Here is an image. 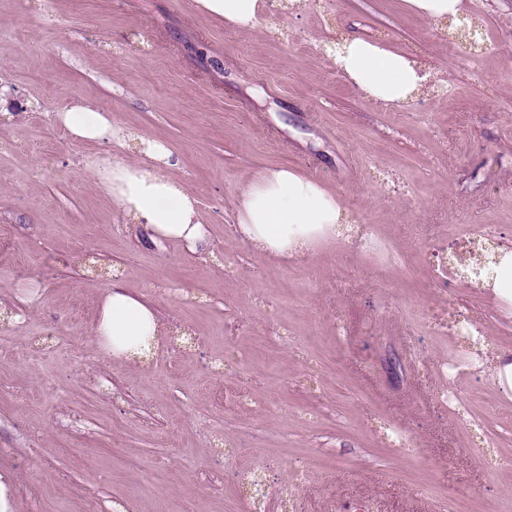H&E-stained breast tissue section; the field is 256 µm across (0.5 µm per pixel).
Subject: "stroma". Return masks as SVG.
I'll return each instance as SVG.
<instances>
[{
  "instance_id": "stroma-1",
  "label": "stroma",
  "mask_w": 512,
  "mask_h": 512,
  "mask_svg": "<svg viewBox=\"0 0 512 512\" xmlns=\"http://www.w3.org/2000/svg\"><path fill=\"white\" fill-rule=\"evenodd\" d=\"M264 3L244 29L194 0H0L16 512H512V401L468 371L458 332L512 349V315L458 274L512 247V0H471L474 48L402 0ZM353 34L427 83L402 106L371 97L332 61ZM82 99L173 150L211 255L153 243L102 189L103 146L53 119ZM279 166L336 191L377 251L340 234L280 265L233 239L241 188ZM116 280L165 326L146 361L94 339Z\"/></svg>"
}]
</instances>
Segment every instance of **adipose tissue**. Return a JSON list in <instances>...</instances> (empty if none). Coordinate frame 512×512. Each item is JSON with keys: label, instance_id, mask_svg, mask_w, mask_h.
I'll return each instance as SVG.
<instances>
[{"label": "adipose tissue", "instance_id": "adipose-tissue-1", "mask_svg": "<svg viewBox=\"0 0 512 512\" xmlns=\"http://www.w3.org/2000/svg\"><path fill=\"white\" fill-rule=\"evenodd\" d=\"M198 9L242 28L253 27L263 0H196ZM337 66L374 98L393 104L411 99L427 79L419 66L402 54L363 38L345 41ZM55 119L73 138L127 148V132L92 104L80 102L58 112ZM144 163L116 161L98 172L100 183L128 213L145 224L152 240L177 242L185 251L211 252L206 225L196 201L169 175L174 154L162 142L143 143ZM343 208L337 194L294 169L268 170L251 181L236 204L235 233L254 248L279 260L314 254L335 239ZM164 327L142 294L113 283L100 301L94 326L98 346L118 363L148 357L160 344Z\"/></svg>", "mask_w": 512, "mask_h": 512}]
</instances>
